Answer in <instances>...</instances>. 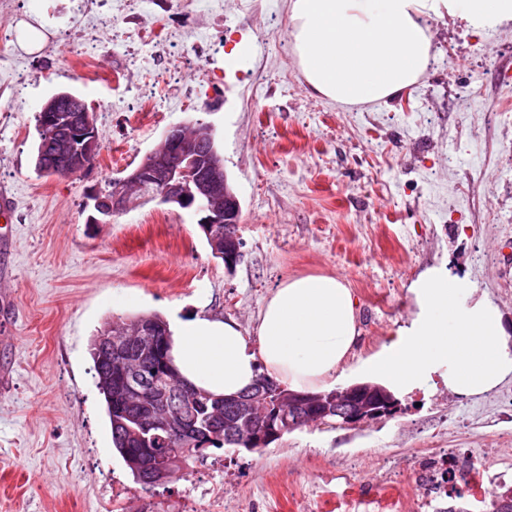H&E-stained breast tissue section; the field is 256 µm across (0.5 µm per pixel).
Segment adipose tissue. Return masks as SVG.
<instances>
[{
    "mask_svg": "<svg viewBox=\"0 0 512 512\" xmlns=\"http://www.w3.org/2000/svg\"><path fill=\"white\" fill-rule=\"evenodd\" d=\"M443 13L484 32L512 20V0H290L294 54L318 94L340 104L386 101L424 75L425 20ZM357 307L336 277H293L266 299L254 336L197 313L169 324V355L184 383L213 397L244 392L262 374L292 391H323L357 344Z\"/></svg>",
    "mask_w": 512,
    "mask_h": 512,
    "instance_id": "adipose-tissue-1",
    "label": "adipose tissue"
}]
</instances>
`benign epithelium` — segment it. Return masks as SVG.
<instances>
[{
	"label": "benign epithelium",
	"instance_id": "7a95c632",
	"mask_svg": "<svg viewBox=\"0 0 512 512\" xmlns=\"http://www.w3.org/2000/svg\"><path fill=\"white\" fill-rule=\"evenodd\" d=\"M39 127L42 130L67 129L68 154L78 171L86 170L93 163L99 149V136L94 114L88 109L82 108L79 114L73 116L55 107H47L39 116ZM195 136L197 141L190 142L186 126L170 127L161 138L162 148L150 153L151 159L147 165L125 175L112 191V197L93 196L94 214L89 216L88 222L108 223L112 216L127 212L133 202L131 191L139 187L150 191L151 196L160 201L174 200L182 208L191 210L202 229L207 224L238 225L241 204L228 187L223 164L218 160H209L201 165L196 155L198 141L212 137L211 129L199 124ZM242 257V241L238 233L224 238V265L232 268ZM109 341L115 364L121 367L132 364V369L123 373V398L133 393L144 396L146 387L142 377L149 371L151 363L144 360L140 351L132 350L123 337L112 336ZM358 388L359 385L354 384L329 393L284 392L257 423L250 414V407L261 398V393H249L233 399L242 421L234 422L230 427L235 430L242 425L250 426L255 447L264 448L282 436L284 425L292 424L294 419H304L310 411H316L322 417L337 416L341 418V425L353 426L381 417L385 406L395 402L386 388L376 385L374 389L380 393V405L361 404L355 399ZM176 420L178 414L161 405L152 410L143 428L146 431H166ZM141 471L143 483L156 485L169 479L173 469L164 461L147 463L141 467Z\"/></svg>",
	"mask_w": 512,
	"mask_h": 512
}]
</instances>
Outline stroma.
<instances>
[{"mask_svg": "<svg viewBox=\"0 0 512 512\" xmlns=\"http://www.w3.org/2000/svg\"><path fill=\"white\" fill-rule=\"evenodd\" d=\"M219 2L200 46L195 0H112L108 29L87 0H0V194L12 203L0 224V512H351L412 503L410 461L427 448H495L493 465L512 468V419L480 412L481 396L451 393L438 371L398 392L392 416L213 449L154 486L113 448L90 342L119 319L205 311L249 333L284 280L332 275L358 301L345 387L410 326L413 284L442 270L499 306L512 343V22L478 34L431 17L414 87L342 105L296 64L290 0ZM38 19L48 39L29 54L17 26ZM124 29L132 48L114 38ZM242 42L247 55H234ZM134 48L166 81L146 83ZM61 89L94 112L101 151L87 171L41 177L36 114ZM196 122L213 127L241 203L243 257L230 269L190 210L150 202L87 221L92 191L169 127ZM130 295L136 306H116Z\"/></svg>", "mask_w": 512, "mask_h": 512, "instance_id": "35a3bbf8", "label": "stroma"}]
</instances>
